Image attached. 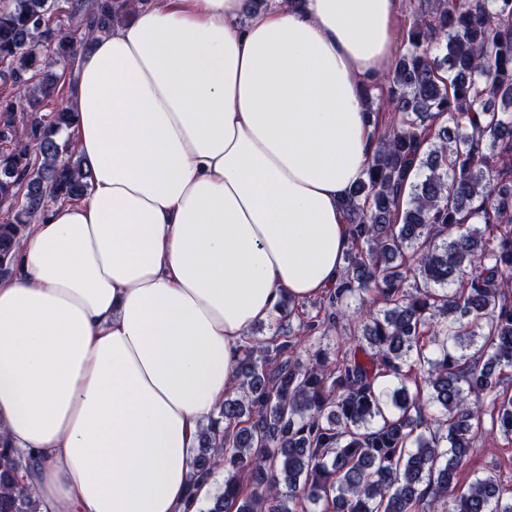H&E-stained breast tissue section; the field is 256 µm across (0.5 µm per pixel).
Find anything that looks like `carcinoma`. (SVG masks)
<instances>
[{
  "instance_id": "cac0c4a2",
  "label": "carcinoma",
  "mask_w": 512,
  "mask_h": 512,
  "mask_svg": "<svg viewBox=\"0 0 512 512\" xmlns=\"http://www.w3.org/2000/svg\"><path fill=\"white\" fill-rule=\"evenodd\" d=\"M407 7L406 51L367 108L377 149L344 201L341 275L299 327L329 338L356 302L357 334L304 362L281 326L306 303L277 304L272 335L250 337L237 386L200 432L191 488L224 469L200 512H512L496 477L456 479L486 425L512 436V0ZM121 8L70 0L64 31L59 0L0 6V276L49 202L89 195L60 139L74 112L38 104L67 91ZM44 48L61 71L41 73ZM30 467L0 440V512H39L18 484Z\"/></svg>"
}]
</instances>
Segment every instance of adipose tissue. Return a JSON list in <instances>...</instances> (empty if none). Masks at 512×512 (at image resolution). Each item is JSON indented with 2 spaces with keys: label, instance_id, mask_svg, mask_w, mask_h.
Instances as JSON below:
<instances>
[{
  "label": "adipose tissue",
  "instance_id": "1",
  "mask_svg": "<svg viewBox=\"0 0 512 512\" xmlns=\"http://www.w3.org/2000/svg\"><path fill=\"white\" fill-rule=\"evenodd\" d=\"M402 0H137L94 39L63 136L87 198L0 277V434L40 512H199L200 431L245 329L322 296L377 142Z\"/></svg>",
  "mask_w": 512,
  "mask_h": 512
}]
</instances>
